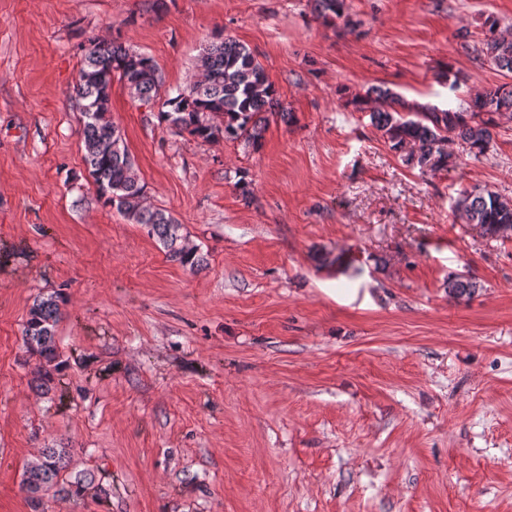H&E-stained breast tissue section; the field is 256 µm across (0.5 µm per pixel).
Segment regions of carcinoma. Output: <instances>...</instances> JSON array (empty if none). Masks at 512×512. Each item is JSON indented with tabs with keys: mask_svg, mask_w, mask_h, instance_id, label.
I'll return each mask as SVG.
<instances>
[{
	"mask_svg": "<svg viewBox=\"0 0 512 512\" xmlns=\"http://www.w3.org/2000/svg\"><path fill=\"white\" fill-rule=\"evenodd\" d=\"M313 10L326 23L342 18L344 26L352 29L356 25L347 13L346 0H313ZM484 27L481 52L499 72L512 75V38L499 31V21L492 15L485 18ZM197 72L196 80L165 100L169 110L160 113L178 134L186 132L203 140L224 136L255 148L270 117L287 116L257 56L231 37L203 51ZM115 76L143 103L157 97L161 87L152 57L105 38L89 40L75 85L84 114L80 138L88 173L106 205L116 208L130 222L144 225L148 233L158 237L171 259L194 270L201 258L195 249L182 243L181 224L166 211L146 205L144 185L119 127L112 122L110 102ZM377 99L382 106L370 110L371 125L382 133L392 151L404 155L406 164L416 165L424 173L457 166L456 155L445 148L449 142H459L476 158L485 155L499 119H512V87L487 91L468 106H423L414 119L399 111L403 102L397 96L380 90ZM455 210L466 223L479 225L491 237L512 238L511 199L485 189L466 190L455 201ZM474 291L475 283L467 275L448 276L449 297L469 298ZM60 316V296H40L30 307L25 326V343L45 362L36 378V388L43 392L49 391L53 383L49 366L57 359L55 327ZM67 464L65 449L47 448L26 467L22 488L33 506H39L42 492L58 485L59 474Z\"/></svg>",
	"mask_w": 512,
	"mask_h": 512,
	"instance_id": "obj_1",
	"label": "carcinoma"
}]
</instances>
